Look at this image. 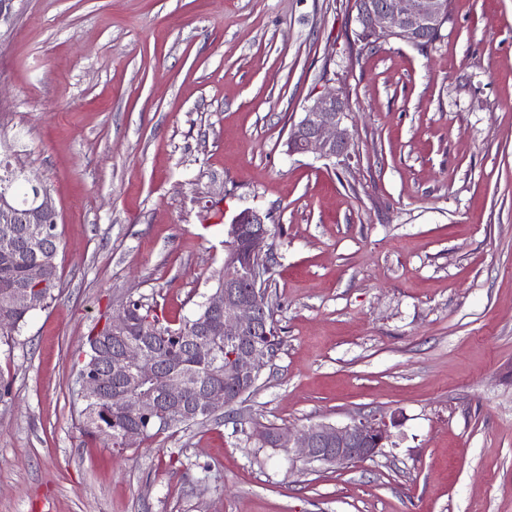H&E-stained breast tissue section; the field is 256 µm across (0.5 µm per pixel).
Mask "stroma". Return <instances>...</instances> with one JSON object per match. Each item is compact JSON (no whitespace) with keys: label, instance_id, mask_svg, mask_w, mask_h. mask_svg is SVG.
Returning <instances> with one entry per match:
<instances>
[{"label":"stroma","instance_id":"stroma-1","mask_svg":"<svg viewBox=\"0 0 512 512\" xmlns=\"http://www.w3.org/2000/svg\"><path fill=\"white\" fill-rule=\"evenodd\" d=\"M354 0H25L0 140L59 213V284L0 344V512H512V0L365 48ZM348 102L350 155H287ZM268 213L281 349L217 421L118 451L74 388L127 298L171 326L213 293L232 217ZM396 416L375 457L258 448Z\"/></svg>","mask_w":512,"mask_h":512}]
</instances>
